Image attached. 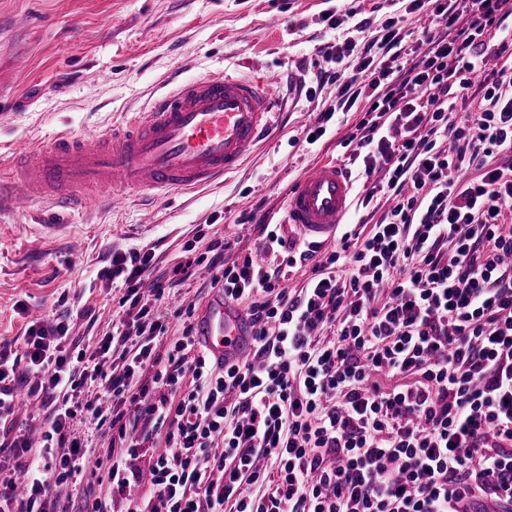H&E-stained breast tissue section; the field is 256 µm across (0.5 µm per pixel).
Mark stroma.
I'll use <instances>...</instances> for the list:
<instances>
[{
    "instance_id": "35a3bbf8",
    "label": "stroma",
    "mask_w": 512,
    "mask_h": 512,
    "mask_svg": "<svg viewBox=\"0 0 512 512\" xmlns=\"http://www.w3.org/2000/svg\"><path fill=\"white\" fill-rule=\"evenodd\" d=\"M353 7L370 19L369 35L391 17L419 29L403 0H0V173L14 153L59 130H106L146 110L174 74L186 80L229 68L243 76L272 71L281 81L274 128L222 182L164 197L133 193L118 211L94 201L70 214L45 201L22 211L0 202V338L23 342L30 314L73 309L72 339L95 347L115 305L93 281L116 251H152L161 274L182 261L187 242L201 252L226 240L231 261L258 245L255 229L236 225L245 215L299 239L282 223L289 189L315 165L342 161L337 139L360 118L337 111L335 136L303 141L305 126L336 104L335 86L316 75L326 47L346 31L322 15ZM212 279L197 267L157 304L171 335L183 329L171 317L176 308L193 306L199 316L219 295Z\"/></svg>"
}]
</instances>
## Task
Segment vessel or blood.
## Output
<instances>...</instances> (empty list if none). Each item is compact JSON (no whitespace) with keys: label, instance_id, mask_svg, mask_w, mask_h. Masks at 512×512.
Wrapping results in <instances>:
<instances>
[{"label":"vessel or blood","instance_id":"obj_1","mask_svg":"<svg viewBox=\"0 0 512 512\" xmlns=\"http://www.w3.org/2000/svg\"><path fill=\"white\" fill-rule=\"evenodd\" d=\"M275 78L221 71L176 83L149 111L97 135L60 133L15 157L7 180L14 200L34 198L74 208L94 198L119 210L131 192L188 191L238 171L272 122ZM353 204V182L342 166L323 162L288 194L285 220L302 236L326 243ZM215 363L252 356L250 329L237 308L216 297L196 324Z\"/></svg>","mask_w":512,"mask_h":512}]
</instances>
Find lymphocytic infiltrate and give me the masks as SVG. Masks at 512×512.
<instances>
[{
  "mask_svg": "<svg viewBox=\"0 0 512 512\" xmlns=\"http://www.w3.org/2000/svg\"><path fill=\"white\" fill-rule=\"evenodd\" d=\"M406 11L446 29L426 33L427 52L406 69L396 18L361 47L367 21L328 12L329 28L349 21L354 33L324 53L317 80L336 86V107L305 136L317 143L336 111L369 97L339 144L362 176L386 172L358 200L388 194L381 221L330 251L263 224L259 254L228 263L212 243L167 278L154 276L151 252L113 253L98 277L120 288L122 315L95 349H73L65 313L32 322L22 355L0 342V430L18 427L20 392L50 409L40 438L50 459L33 454L30 433L11 440L0 512H58V488L83 472L73 424L84 415L113 442L93 463L112 500L89 512H512V163L487 165L512 154V79L483 77L477 111L448 113L449 80L470 86L487 50L512 49V0H408ZM376 49L388 66L375 67ZM474 164L481 177L464 179ZM201 264L243 308L252 359L214 365L190 324L157 352L166 327L155 306ZM297 266L306 281L291 289ZM95 382L106 404L76 403Z\"/></svg>",
  "mask_w": 512,
  "mask_h": 512,
  "instance_id": "f902f5d3",
  "label": "lymphocytic infiltrate"
}]
</instances>
